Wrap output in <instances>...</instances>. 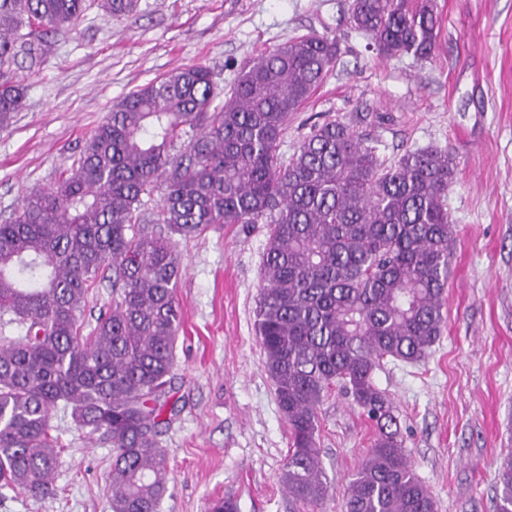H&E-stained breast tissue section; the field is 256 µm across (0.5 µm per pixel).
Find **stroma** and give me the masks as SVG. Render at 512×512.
<instances>
[{
    "label": "stroma",
    "mask_w": 512,
    "mask_h": 512,
    "mask_svg": "<svg viewBox=\"0 0 512 512\" xmlns=\"http://www.w3.org/2000/svg\"><path fill=\"white\" fill-rule=\"evenodd\" d=\"M351 0H140L115 17L93 8L55 36L27 79L25 105L0 129V222L23 196L53 184L130 92L171 70L206 66L217 86L261 53L309 32L336 37L340 62L288 125L292 154L313 123L338 118L394 160L439 147L455 158V226L445 326L418 363L385 362L376 386L393 403L404 451L437 512H494L496 471L512 448V0H435L439 51L383 59L349 23ZM261 224H218L180 242L182 325L161 441L170 481L159 512H311L284 487L288 424L256 337ZM58 494L35 501L0 489V512H107L112 450L70 417ZM373 430L341 386L320 407L318 448L342 512L349 475Z\"/></svg>",
    "instance_id": "35a3bbf8"
}]
</instances>
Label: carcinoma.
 <instances>
[{
    "label": "carcinoma",
    "mask_w": 512,
    "mask_h": 512,
    "mask_svg": "<svg viewBox=\"0 0 512 512\" xmlns=\"http://www.w3.org/2000/svg\"><path fill=\"white\" fill-rule=\"evenodd\" d=\"M138 2L0 0V127L23 108L24 71L42 63L48 35L72 31L93 6L121 17ZM350 22L383 57L428 60L437 48L431 0H352ZM339 55L327 34L293 37L226 85L220 108L208 68L173 70L116 104L72 169L0 224V489L56 495L60 408L112 448L109 512H159L169 482L160 427L182 323L175 237L264 224L256 335L288 423V494L314 510L328 497L318 409L338 382L374 429L345 512H436L373 373L386 359L424 360L442 335L456 164L441 148L388 161L330 118L281 154L288 123ZM157 189L149 212L143 197ZM107 273L112 307L86 333L81 312ZM496 484L495 512H512V453Z\"/></svg>",
    "instance_id": "obj_1"
}]
</instances>
